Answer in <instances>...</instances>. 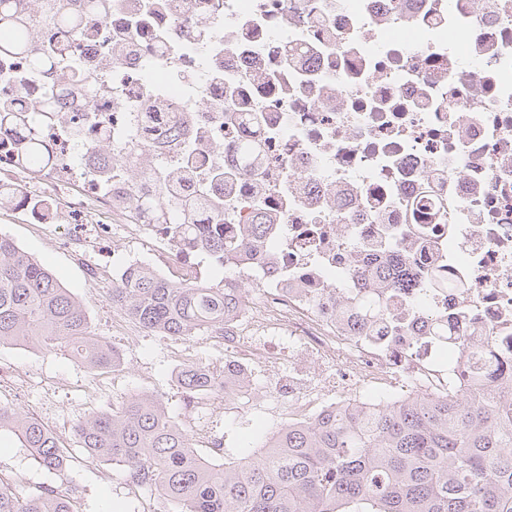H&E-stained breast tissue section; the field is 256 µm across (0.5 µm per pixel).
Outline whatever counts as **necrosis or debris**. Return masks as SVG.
<instances>
[{"label":"necrosis or debris","instance_id":"4bbe7bcc","mask_svg":"<svg viewBox=\"0 0 512 512\" xmlns=\"http://www.w3.org/2000/svg\"><path fill=\"white\" fill-rule=\"evenodd\" d=\"M101 30L80 51L105 87L62 100L47 127V192L87 216L76 248L111 224L159 239L198 280L187 239L129 217L131 171L194 166L188 195L222 207L225 240L246 242L233 278L259 293L224 326L239 376L225 402L249 397L257 366L294 422L442 395L466 386L460 349L487 337L512 371V0H113ZM76 117L90 140L112 130L78 167ZM396 262L413 287L387 288ZM365 295L388 322L358 336L345 310ZM453 319L457 335H439Z\"/></svg>","mask_w":512,"mask_h":512}]
</instances>
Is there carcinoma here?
I'll use <instances>...</instances> for the list:
<instances>
[{
  "instance_id": "1",
  "label": "carcinoma",
  "mask_w": 512,
  "mask_h": 512,
  "mask_svg": "<svg viewBox=\"0 0 512 512\" xmlns=\"http://www.w3.org/2000/svg\"><path fill=\"white\" fill-rule=\"evenodd\" d=\"M25 0H0V54L18 57L40 78L42 104L25 112L15 100L26 91L18 77L0 94V135L21 131L16 166L46 175L53 146L45 114L56 111L64 91L84 99L102 87L75 53L74 44L112 9V0H43L35 17ZM49 35L38 48L31 28ZM94 145L81 129L69 150L83 158ZM194 171L185 165L163 180L165 195L147 197L141 209L157 224H170L198 241L211 263L237 247L224 243V225L197 223L198 201L183 198ZM32 208L27 190L0 183V204ZM246 291L227 278L207 284L173 282L143 264L127 267L112 282V306L143 329L175 339L224 335V322L241 309ZM67 348L90 370L115 367L119 355L91 331L83 302L54 274L0 234V345ZM179 383L188 393L210 394L224 380L200 364L186 365ZM508 381L471 372L465 394H417L376 407L332 409L321 417L288 423L266 440L264 452L216 464L161 402L137 395L110 413L91 414L75 426L78 447L95 463L123 467L129 481L155 495L154 512H512V402L502 399ZM15 434L35 461L62 473L68 463L58 437L39 420L0 404V432ZM0 512H73L69 496L46 488L26 493L0 479Z\"/></svg>"
}]
</instances>
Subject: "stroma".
<instances>
[{
  "label": "stroma",
  "instance_id": "obj_1",
  "mask_svg": "<svg viewBox=\"0 0 512 512\" xmlns=\"http://www.w3.org/2000/svg\"><path fill=\"white\" fill-rule=\"evenodd\" d=\"M0 232L83 301L93 332L109 340L121 355L117 367L91 371L59 349L0 346V369L15 371L29 381L21 389H0V404L34 417L40 408H48L50 415L44 423L71 454L67 471L59 475L38 465L13 434L1 431L0 478L22 481L29 492L59 487L70 496L74 512H143L149 495L132 486L121 467L90 462L78 451L73 430L85 415L111 409L133 395H153L179 422L199 453L220 460L253 452L284 424L286 413H269L266 381L258 377L248 407L228 406L210 420L214 435L224 438V447H214L197 434L198 411L187 403L177 367L183 362H199L223 369L227 358L223 348L207 336L175 340L148 333L113 307L109 298L112 283L127 262L158 267L163 253L155 241L130 235L115 242L107 236L87 257L80 258L67 245L69 221L54 213L36 220L13 207L0 208Z\"/></svg>",
  "mask_w": 512,
  "mask_h": 512
}]
</instances>
